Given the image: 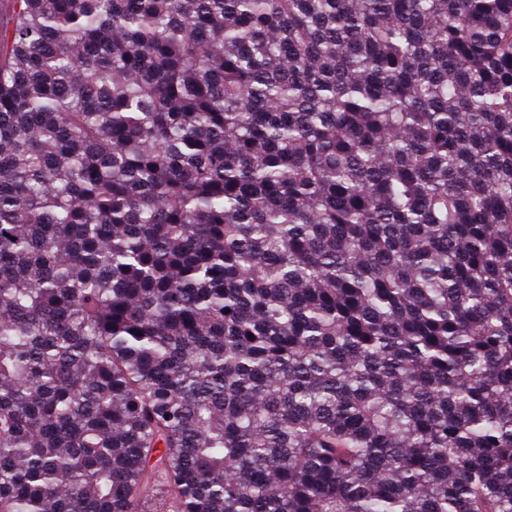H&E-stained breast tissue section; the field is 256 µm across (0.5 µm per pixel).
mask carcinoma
<instances>
[{"label":"carcinoma","mask_w":512,"mask_h":512,"mask_svg":"<svg viewBox=\"0 0 512 512\" xmlns=\"http://www.w3.org/2000/svg\"><path fill=\"white\" fill-rule=\"evenodd\" d=\"M0 512H512V0H12Z\"/></svg>","instance_id":"1"}]
</instances>
